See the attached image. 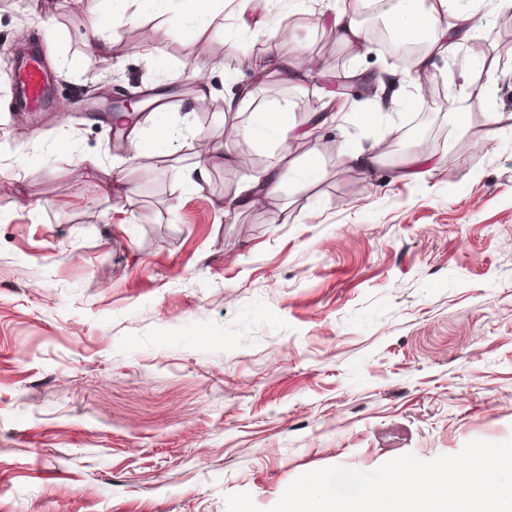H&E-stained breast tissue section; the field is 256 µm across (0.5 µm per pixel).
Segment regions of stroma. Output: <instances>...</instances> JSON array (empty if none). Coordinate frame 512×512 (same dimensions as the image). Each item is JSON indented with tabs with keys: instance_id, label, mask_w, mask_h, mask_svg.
Listing matches in <instances>:
<instances>
[{
	"instance_id": "stroma-1",
	"label": "stroma",
	"mask_w": 512,
	"mask_h": 512,
	"mask_svg": "<svg viewBox=\"0 0 512 512\" xmlns=\"http://www.w3.org/2000/svg\"><path fill=\"white\" fill-rule=\"evenodd\" d=\"M41 2L0 0V512H270L313 470L512 438V9L479 7L429 101L373 43L337 40L342 0H229L202 33L181 0ZM101 20L105 55L88 46ZM279 26L321 75H267L258 102L300 129L336 119L318 147L288 143L315 177L228 212L273 142L241 143L250 169L212 166L199 190L181 170L210 156L241 57ZM32 42L57 102L37 113L14 100ZM482 61L488 91L467 97ZM163 127L174 138L150 147ZM460 129L478 150H452ZM420 150L427 171L403 176Z\"/></svg>"
}]
</instances>
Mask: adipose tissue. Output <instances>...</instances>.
<instances>
[{"mask_svg": "<svg viewBox=\"0 0 512 512\" xmlns=\"http://www.w3.org/2000/svg\"><path fill=\"white\" fill-rule=\"evenodd\" d=\"M382 19L399 35L417 28L422 21H429L430 30L424 40V48L411 67L416 74H426L434 67L436 59L450 55L459 45L469 41L477 30L472 10L450 9L448 0H383ZM246 69L253 75L281 73L304 81L318 75L315 58L301 50L290 54L277 48L260 56L248 57ZM251 84L241 85L237 92L225 98V112L235 114L234 124L225 126L214 137V147L207 161L189 165L186 180L194 187H202L209 179V167L218 163L224 166L241 167L246 160L238 150L243 140L272 138L281 153L274 167L248 177L237 189L229 205L241 208L256 202L275 199L284 182L296 181L311 175V168H299L290 161L286 149L293 128L285 119L286 107L264 112L255 109Z\"/></svg>", "mask_w": 512, "mask_h": 512, "instance_id": "1", "label": "adipose tissue"}]
</instances>
